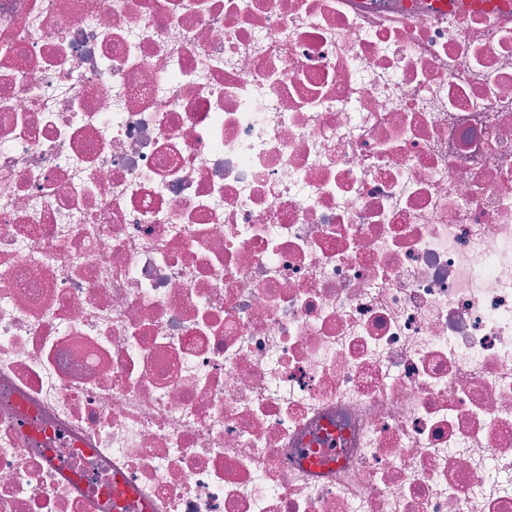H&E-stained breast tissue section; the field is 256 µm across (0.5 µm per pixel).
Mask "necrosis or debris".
I'll return each instance as SVG.
<instances>
[{
	"label": "necrosis or debris",
	"instance_id": "necrosis-or-debris-1",
	"mask_svg": "<svg viewBox=\"0 0 512 512\" xmlns=\"http://www.w3.org/2000/svg\"><path fill=\"white\" fill-rule=\"evenodd\" d=\"M512 512V0H0V512Z\"/></svg>",
	"mask_w": 512,
	"mask_h": 512
}]
</instances>
